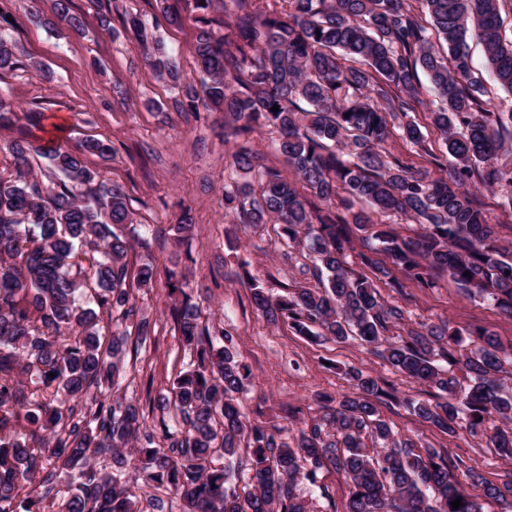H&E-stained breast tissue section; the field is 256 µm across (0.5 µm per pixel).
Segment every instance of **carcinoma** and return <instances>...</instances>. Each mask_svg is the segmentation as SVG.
<instances>
[{
    "instance_id": "cac0c4a2",
    "label": "carcinoma",
    "mask_w": 512,
    "mask_h": 512,
    "mask_svg": "<svg viewBox=\"0 0 512 512\" xmlns=\"http://www.w3.org/2000/svg\"><path fill=\"white\" fill-rule=\"evenodd\" d=\"M70 2L55 0L56 16L80 31L83 20ZM265 2L260 11L256 0H193L198 82L182 76L146 22H126L146 65L181 91L176 111L224 113L235 146L224 166V218L278 224L312 255L301 274L322 287L298 281L274 299L252 279L256 310L301 334L319 328L339 342L354 338L395 371L435 388L439 400L387 392L378 379L352 371V394L323 406L291 445L279 428L247 420L237 395L248 366L232 339L210 332L198 306L184 298L171 314L195 363L166 394L146 398L182 426L160 445L146 431L139 402L103 392L120 376L126 350L136 356L153 339L128 289L132 279L149 286L155 271L143 264L133 273L126 261L132 244L122 229L134 223L126 192L93 185L84 160L87 153L107 157L112 148L26 135L8 147L10 168L0 172V512H309L301 485H316L329 468L350 478L343 512H482L480 498L512 496V472L493 484L461 463L449 465L436 448L421 452L398 438L375 406L390 397L450 434L482 433L494 417L500 425L488 439L512 459V395L502 381L512 352L477 327L462 354L463 339L448 324H412L404 306L378 290L381 280L405 288L391 264L418 288L446 276L512 318V242L468 190L476 178L512 211V160L501 162L512 152L502 137L512 112L496 111L472 75L470 56L475 40L492 81L512 93L502 0ZM157 8L166 24L182 23L168 0ZM18 67L0 32V71ZM421 72L438 101L423 99ZM414 112L428 113L450 166L426 146ZM265 129L279 133L284 171L254 147V135ZM395 129L448 175L391 156L384 144ZM39 159L50 184L36 170ZM376 215L407 217L418 228L403 237ZM357 231L374 240L358 255L371 278L346 261ZM379 252L388 263L374 258ZM85 287L94 309L77 304ZM101 314L133 323L136 336L100 334ZM460 366L469 374L466 386L455 373ZM242 445L249 449L246 475L233 460ZM220 458L225 464L215 465ZM457 498L462 505L454 509Z\"/></svg>"
}]
</instances>
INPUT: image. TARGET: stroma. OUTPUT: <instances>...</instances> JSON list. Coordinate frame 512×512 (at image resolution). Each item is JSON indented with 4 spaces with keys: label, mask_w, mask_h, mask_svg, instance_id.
<instances>
[{
    "label": "stroma",
    "mask_w": 512,
    "mask_h": 512,
    "mask_svg": "<svg viewBox=\"0 0 512 512\" xmlns=\"http://www.w3.org/2000/svg\"><path fill=\"white\" fill-rule=\"evenodd\" d=\"M113 32L101 31L91 0H72L73 13L84 20L83 34L51 29L54 0H0V14L12 18L7 32L21 69L0 72V97L12 105V124L0 128V168L10 160L7 148L32 113H43L42 136L70 145L95 139L108 143L110 159L88 156L99 180L121 185L134 214L137 233L147 244H134L130 268L152 263L156 272L148 288H132L134 301L150 322L155 340L138 356L126 357L118 395L144 401L147 391L169 388L193 361L178 344L168 305L169 272L185 278L192 304L208 314L212 325L233 339L250 380L239 396L248 419L283 428L288 441L317 416L324 397L342 398L351 391L346 377L357 369L392 384L403 393L430 398L429 387L405 378L383 357L357 341L331 337L312 339L288 324H270L256 311L251 290L240 279L248 263L270 296L284 295L299 280L297 267L284 262L288 250L280 227L264 224L241 228L224 219V165L234 144L224 138V117L218 112L179 113L172 107L178 92L156 79L146 66L139 43L124 29L125 17L153 20L156 0H109ZM181 26L160 24L154 33L176 58L183 76L199 79L192 46L197 24L191 0H179ZM191 208L192 230L179 235L176 226L184 208ZM411 321L447 322L460 332L480 326L512 349V319L487 301L463 291L447 277L436 287L407 290ZM381 416L402 439L417 448L433 447L449 462L464 461L484 479L495 482L512 463L502 460L486 438L458 430L448 435L413 415L404 406L383 402Z\"/></svg>",
    "instance_id": "obj_1"
}]
</instances>
